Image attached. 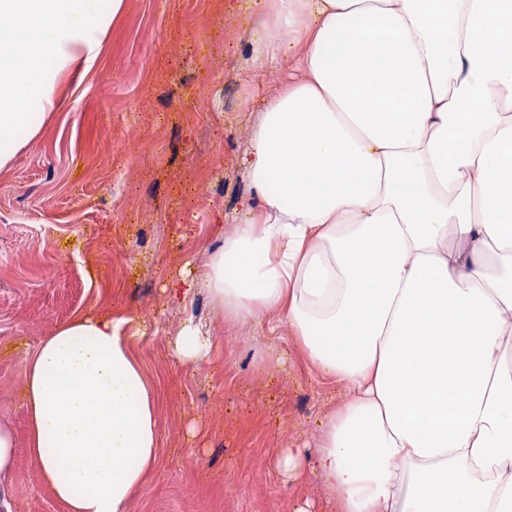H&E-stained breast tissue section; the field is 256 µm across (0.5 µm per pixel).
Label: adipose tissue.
Segmentation results:
<instances>
[{
    "instance_id": "adipose-tissue-1",
    "label": "adipose tissue",
    "mask_w": 512,
    "mask_h": 512,
    "mask_svg": "<svg viewBox=\"0 0 512 512\" xmlns=\"http://www.w3.org/2000/svg\"><path fill=\"white\" fill-rule=\"evenodd\" d=\"M261 4L253 60L293 75L263 101L253 193L197 279L227 322L287 325L340 389L314 447L273 464L336 512H512V0ZM124 5L0 0V170ZM128 322L76 315L24 365L29 452L67 512H128L158 458ZM211 349L191 318L171 342L188 365Z\"/></svg>"
}]
</instances>
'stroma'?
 Returning a JSON list of instances; mask_svg holds the SVG:
<instances>
[{
	"instance_id": "obj_1",
	"label": "stroma",
	"mask_w": 512,
	"mask_h": 512,
	"mask_svg": "<svg viewBox=\"0 0 512 512\" xmlns=\"http://www.w3.org/2000/svg\"><path fill=\"white\" fill-rule=\"evenodd\" d=\"M255 0H126L96 67L36 142L0 170V422L16 437L0 512H66L27 448L23 365L74 315L130 317L158 399V460L129 512H334L319 485L287 482L279 448L315 440L338 388L287 329L225 322L187 291L239 217L240 160L287 62L253 68ZM209 357L178 361L186 318ZM286 363L260 374L267 346Z\"/></svg>"
}]
</instances>
